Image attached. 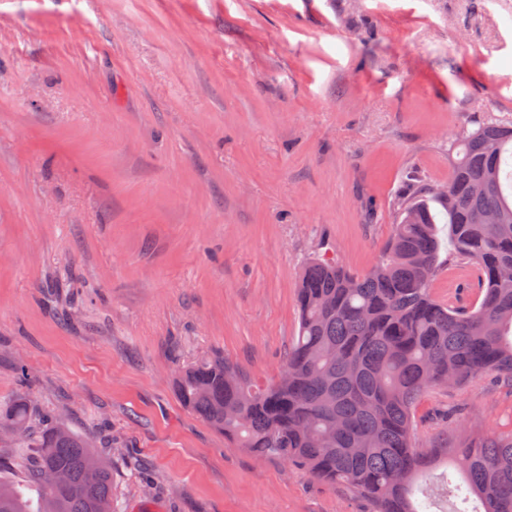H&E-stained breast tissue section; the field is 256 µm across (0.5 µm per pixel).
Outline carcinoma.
I'll use <instances>...</instances> for the list:
<instances>
[{"instance_id":"obj_1","label":"carcinoma","mask_w":512,"mask_h":512,"mask_svg":"<svg viewBox=\"0 0 512 512\" xmlns=\"http://www.w3.org/2000/svg\"><path fill=\"white\" fill-rule=\"evenodd\" d=\"M448 243L480 273L470 308L430 294L442 240L428 199L409 202L381 261L354 275L310 258L299 280L300 321L284 376L268 386L214 355L175 379L182 404L258 458L276 457L368 498L373 512H433L421 479L454 456L453 512H512V433L430 453L412 444L420 393L493 372L512 384V121L479 123L448 149ZM36 449L28 485L0 479V512H115L111 466L25 394L0 407V430Z\"/></svg>"}]
</instances>
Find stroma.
<instances>
[{"label": "stroma", "instance_id": "35a3bbf8", "mask_svg": "<svg viewBox=\"0 0 512 512\" xmlns=\"http://www.w3.org/2000/svg\"><path fill=\"white\" fill-rule=\"evenodd\" d=\"M509 116L512 0H0V403L111 438L118 512H372L233 447L175 375L277 381L305 260L369 271ZM441 258L432 296L476 304ZM414 420L424 452L507 434L512 388L430 387Z\"/></svg>", "mask_w": 512, "mask_h": 512}]
</instances>
